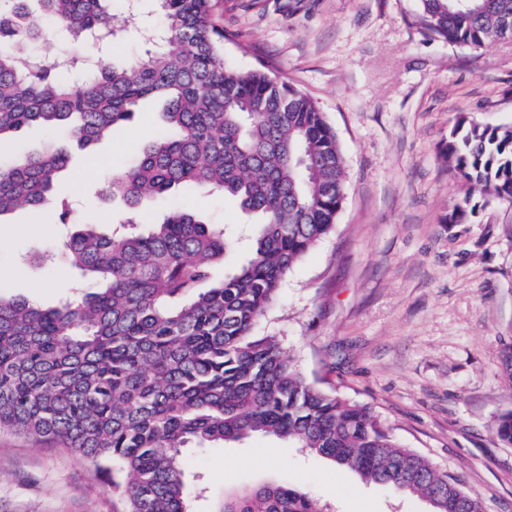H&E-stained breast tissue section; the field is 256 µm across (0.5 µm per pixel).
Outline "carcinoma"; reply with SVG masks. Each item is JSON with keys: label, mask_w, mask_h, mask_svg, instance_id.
Wrapping results in <instances>:
<instances>
[{"label": "carcinoma", "mask_w": 512, "mask_h": 512, "mask_svg": "<svg viewBox=\"0 0 512 512\" xmlns=\"http://www.w3.org/2000/svg\"><path fill=\"white\" fill-rule=\"evenodd\" d=\"M0 0V142L30 123L89 149L148 98L172 134L136 149L99 193L126 216L108 230L59 194L69 154L50 141L0 163V224L19 206L74 227L65 262L97 288L54 307L0 296V432L29 436L125 476L126 512H191L183 450L286 439L432 512H482L477 497L428 458L397 443L366 406L309 381L274 336L254 335L282 279L336 227L346 192L333 128L300 89L224 59L217 0H156L161 44L116 65L59 42L103 50L127 27L112 0ZM432 36L470 49L512 33V0H418ZM444 156L468 187L449 222L474 212V193L512 202V126L461 116ZM193 184L233 199L250 219L247 255L223 277L232 240L175 205L143 232L134 214ZM512 386V336L503 341ZM512 445V409L497 418ZM222 512H322L306 491L266 483L224 498Z\"/></svg>", "instance_id": "carcinoma-1"}]
</instances>
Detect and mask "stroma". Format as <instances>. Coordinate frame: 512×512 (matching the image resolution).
I'll return each instance as SVG.
<instances>
[{
	"instance_id": "35a3bbf8",
	"label": "stroma",
	"mask_w": 512,
	"mask_h": 512,
	"mask_svg": "<svg viewBox=\"0 0 512 512\" xmlns=\"http://www.w3.org/2000/svg\"><path fill=\"white\" fill-rule=\"evenodd\" d=\"M216 21L228 63L266 65L314 101L347 171L335 232L290 269L255 335L279 337L308 379L370 407L483 512H512V446L495 432L512 408L500 354L512 336V204L482 198L447 223L464 188L443 157L459 116L512 124V40L475 50L431 37L417 0H221ZM162 131L144 105L92 154L73 153L63 194L90 222L118 221L93 190ZM179 198L209 223L245 220L221 194L187 186ZM63 232L26 207L0 224V295L48 307L73 295ZM184 471L193 512H218L226 495L270 481L311 493L324 512H431L262 434L185 449ZM123 510L89 459L0 433V512Z\"/></svg>"
}]
</instances>
